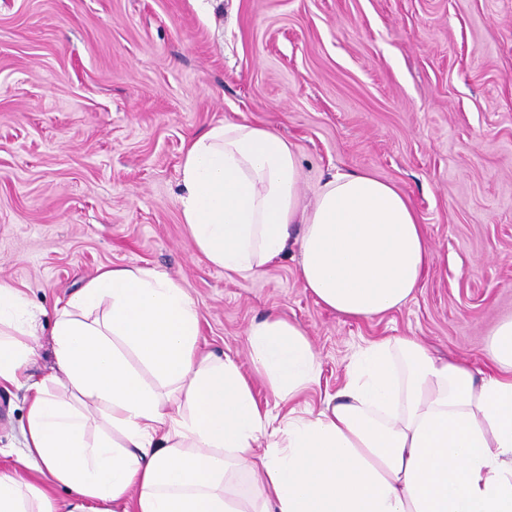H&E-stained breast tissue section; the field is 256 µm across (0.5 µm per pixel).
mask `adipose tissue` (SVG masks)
<instances>
[{
    "label": "adipose tissue",
    "instance_id": "obj_1",
    "mask_svg": "<svg viewBox=\"0 0 512 512\" xmlns=\"http://www.w3.org/2000/svg\"><path fill=\"white\" fill-rule=\"evenodd\" d=\"M180 173L183 222L212 266L246 279L297 245L303 287L340 317L403 306L432 261L405 193L339 172L304 201L297 153L267 125L211 126ZM38 326L1 282L0 384L25 376ZM199 334L192 297L151 268L102 269L55 307L56 371L29 385L25 472L0 469V512H512V320L482 375L413 337L370 341L335 394L285 415ZM247 342L276 401L318 379L297 323L267 315ZM40 476L77 503L60 508Z\"/></svg>",
    "mask_w": 512,
    "mask_h": 512
}]
</instances>
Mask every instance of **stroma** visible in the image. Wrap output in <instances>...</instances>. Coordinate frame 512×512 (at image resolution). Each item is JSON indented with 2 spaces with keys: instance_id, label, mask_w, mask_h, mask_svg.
Instances as JSON below:
<instances>
[{
  "instance_id": "stroma-1",
  "label": "stroma",
  "mask_w": 512,
  "mask_h": 512,
  "mask_svg": "<svg viewBox=\"0 0 512 512\" xmlns=\"http://www.w3.org/2000/svg\"><path fill=\"white\" fill-rule=\"evenodd\" d=\"M224 120L293 143L304 200L339 171L405 192L433 253L413 298L346 320L302 287L296 249L249 279L207 262L180 164ZM112 266L179 282L199 348L249 378V325L299 324L320 365L299 409L367 340L414 336L484 370L512 319V0H0V282L47 324ZM28 401L0 386L1 469L18 466Z\"/></svg>"
}]
</instances>
